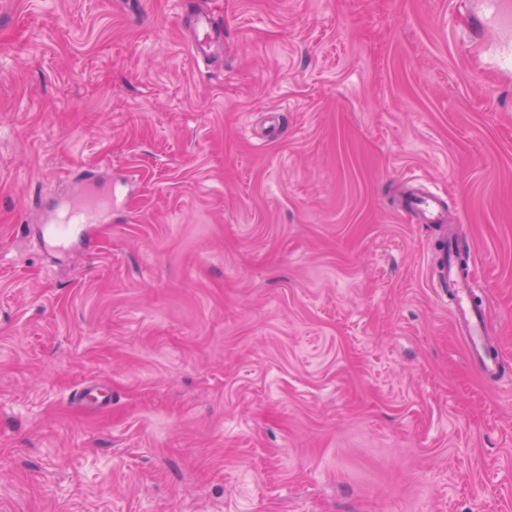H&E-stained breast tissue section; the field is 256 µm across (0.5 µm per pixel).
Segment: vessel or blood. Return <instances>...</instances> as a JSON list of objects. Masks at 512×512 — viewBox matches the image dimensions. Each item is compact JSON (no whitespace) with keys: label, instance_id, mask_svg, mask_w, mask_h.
Returning a JSON list of instances; mask_svg holds the SVG:
<instances>
[{"label":"vessel or blood","instance_id":"1","mask_svg":"<svg viewBox=\"0 0 512 512\" xmlns=\"http://www.w3.org/2000/svg\"><path fill=\"white\" fill-rule=\"evenodd\" d=\"M480 27L488 32L511 31L512 0H482ZM94 183V178H87L55 223L45 226L44 236L55 248H67L75 238L86 234L88 223L110 210L111 198L98 193ZM404 183L402 213L411 223L439 227L447 223L441 189L429 188L414 174L406 175ZM461 246V239L440 237L432 261L430 286L438 298L447 301L456 332L466 340L474 367L485 380L494 383L500 377L502 358L499 351L489 349L486 343L489 315L475 299L471 274L458 263L456 253Z\"/></svg>","mask_w":512,"mask_h":512}]
</instances>
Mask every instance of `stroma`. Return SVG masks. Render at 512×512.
<instances>
[{
  "label": "stroma",
  "mask_w": 512,
  "mask_h": 512,
  "mask_svg": "<svg viewBox=\"0 0 512 512\" xmlns=\"http://www.w3.org/2000/svg\"><path fill=\"white\" fill-rule=\"evenodd\" d=\"M479 10L195 0L198 58L177 0H0V512H512V71ZM94 166L112 210L52 251ZM407 172L464 221L498 384ZM405 193L402 214L414 224H434L440 232L432 261L430 287L436 296L448 302L458 335L467 342L469 357L479 374L489 382L500 378L502 358L497 350H490L486 343L488 312L475 299L473 279L469 271L458 264L456 251L461 252L462 233L455 227L448 258V235L441 232L448 215L440 188L422 184L419 176L406 175L403 179Z\"/></svg>",
  "instance_id": "stroma-1"
}]
</instances>
